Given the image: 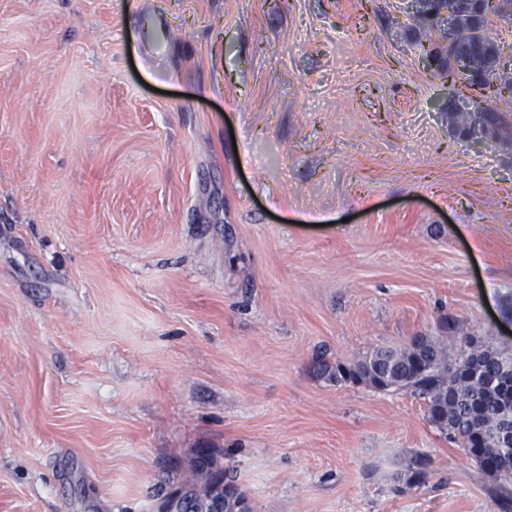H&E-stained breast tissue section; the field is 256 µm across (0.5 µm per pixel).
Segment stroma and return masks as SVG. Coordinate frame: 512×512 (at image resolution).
Masks as SVG:
<instances>
[{"label":"stroma","instance_id":"1","mask_svg":"<svg viewBox=\"0 0 512 512\" xmlns=\"http://www.w3.org/2000/svg\"><path fill=\"white\" fill-rule=\"evenodd\" d=\"M421 52L403 0H0V512H149L200 448L252 512H505L315 372L512 351V153Z\"/></svg>","mask_w":512,"mask_h":512}]
</instances>
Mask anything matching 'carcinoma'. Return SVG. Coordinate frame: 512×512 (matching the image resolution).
Masks as SVG:
<instances>
[{
    "label": "carcinoma",
    "mask_w": 512,
    "mask_h": 512,
    "mask_svg": "<svg viewBox=\"0 0 512 512\" xmlns=\"http://www.w3.org/2000/svg\"><path fill=\"white\" fill-rule=\"evenodd\" d=\"M448 11L455 15L456 28L449 32L433 17ZM512 18V0H486L478 11L471 0H430L429 10L415 16L428 45L423 50L437 62V71L450 81L464 80L465 92L448 99V131L462 138L479 129L501 149H512V112L496 109L490 102L512 98V65L504 62L500 48L484 38L488 17ZM466 59L473 74L458 71ZM319 375L343 385H365L375 389H407L424 399L428 421L448 439L469 450L474 437L481 440V469L485 461L498 464L493 476L512 477V446L506 431L512 411L501 395V386L512 381V354L490 347L472 346L448 366V354L436 336H418L403 349L378 348L356 362L331 363L321 360ZM215 451L201 456L208 479L203 488L179 485L176 512H196L197 502L217 489L229 488L228 496L246 498L234 477L215 467ZM407 483L418 486L429 474V460L414 456L407 466Z\"/></svg>",
    "instance_id": "cac0c4a2"
}]
</instances>
